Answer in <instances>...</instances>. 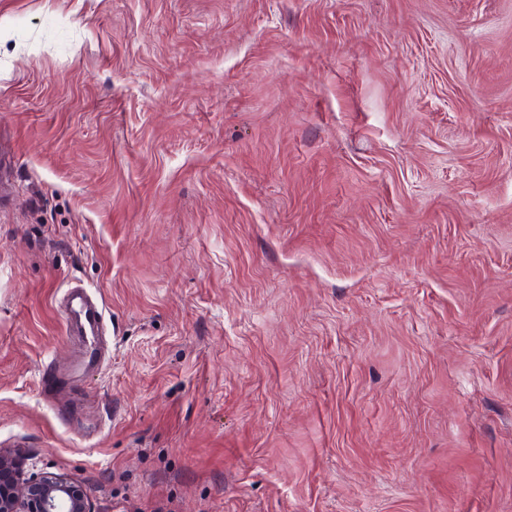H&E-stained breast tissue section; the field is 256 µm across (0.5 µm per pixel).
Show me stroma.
<instances>
[{"label": "stroma", "mask_w": 512, "mask_h": 512, "mask_svg": "<svg viewBox=\"0 0 512 512\" xmlns=\"http://www.w3.org/2000/svg\"><path fill=\"white\" fill-rule=\"evenodd\" d=\"M0 141V445L92 512H512V0H0ZM69 288L71 289L67 290V297L71 299V303L78 300L79 307L85 309L86 320L92 330L100 320H103V304H99L96 296L81 285H74Z\"/></svg>", "instance_id": "obj_1"}]
</instances>
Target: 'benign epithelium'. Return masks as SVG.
<instances>
[{
  "mask_svg": "<svg viewBox=\"0 0 512 512\" xmlns=\"http://www.w3.org/2000/svg\"><path fill=\"white\" fill-rule=\"evenodd\" d=\"M23 448L0 446V512H91L84 486L48 466L29 472Z\"/></svg>",
  "mask_w": 512,
  "mask_h": 512,
  "instance_id": "7a95c632",
  "label": "benign epithelium"
}]
</instances>
